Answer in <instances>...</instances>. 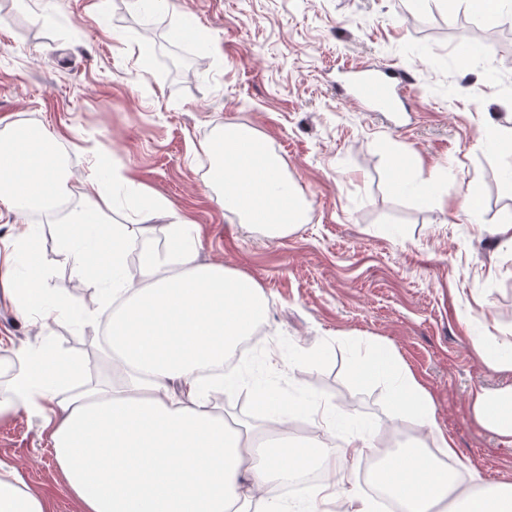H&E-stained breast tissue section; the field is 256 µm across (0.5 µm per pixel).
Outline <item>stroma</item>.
Segmentation results:
<instances>
[{
    "label": "stroma",
    "instance_id": "1",
    "mask_svg": "<svg viewBox=\"0 0 512 512\" xmlns=\"http://www.w3.org/2000/svg\"><path fill=\"white\" fill-rule=\"evenodd\" d=\"M494 27L470 0H0V119L39 124L75 160L70 206L34 220L40 248L26 268L47 270L64 314L40 329L0 301V391L19 348H52L90 362L97 329L71 314L93 308L98 282H78L58 230L87 202L94 158L119 170L133 193L107 221L127 225L134 245L166 247L167 226L199 227L202 263L251 276L269 302L265 346L237 366L279 385L288 401L329 403L372 426L377 446L434 438L395 407L386 382L358 383L372 345H391L430 393L456 448L461 485L512 482V445L473 418L474 391L512 387L489 369L472 340L512 334V252L495 225L512 222V50L472 52L461 23ZM192 24L202 52L172 74ZM409 69L417 91L404 128L340 99L353 65ZM253 128L279 156L305 198L310 221L283 238L247 229L217 201L207 154L225 126ZM166 214L142 223L151 195ZM481 202L461 211L464 196ZM239 425L267 419L248 388L218 395ZM0 460L40 495L47 512H80L40 422L25 411L0 419ZM338 503L314 488L282 484L281 499L308 512H350L366 496L363 459L350 461Z\"/></svg>",
    "mask_w": 512,
    "mask_h": 512
}]
</instances>
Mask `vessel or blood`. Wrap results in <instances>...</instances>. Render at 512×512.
<instances>
[{
  "label": "vessel or blood",
  "mask_w": 512,
  "mask_h": 512,
  "mask_svg": "<svg viewBox=\"0 0 512 512\" xmlns=\"http://www.w3.org/2000/svg\"><path fill=\"white\" fill-rule=\"evenodd\" d=\"M413 82L407 69L383 71L359 67L350 84L352 100L374 112H395L400 102L413 96Z\"/></svg>",
  "instance_id": "b4317fda"
}]
</instances>
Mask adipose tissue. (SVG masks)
<instances>
[{
    "label": "adipose tissue",
    "instance_id": "1",
    "mask_svg": "<svg viewBox=\"0 0 512 512\" xmlns=\"http://www.w3.org/2000/svg\"><path fill=\"white\" fill-rule=\"evenodd\" d=\"M53 146L43 131L0 147V171L8 176L0 182V220H13L8 253L0 258V278L8 283L0 299L39 327L59 312L50 299L48 275L20 274L16 265L38 246L24 211L49 207L61 191L63 173ZM201 149L220 150L219 202L250 229L279 237L309 221L279 160L264 150L254 129L226 126L221 147L207 142ZM87 195L86 208L63 226L62 242L78 277L106 286L103 302L112 308L110 347L120 377L60 399L56 387L76 383L84 362L61 352L26 351L10 396L0 399V418L22 408L50 427L57 465L81 512H288L266 488L312 462L327 484L344 487L349 471L343 461L363 457L369 430L348 432L341 445L318 451L292 444L286 400L269 384L260 403L277 413L273 447H257L250 430L230 426L214 410L219 387L211 371L223 368L229 353L268 317L260 286L224 264L198 262L197 227L183 220L169 226L165 251L141 249L140 281H125L127 227L104 223L113 200L97 179H89ZM356 378L387 380L395 405L437 435L444 455L454 456L452 443L440 433L432 398L393 349L376 347ZM471 413L512 444V388L476 393ZM379 478L400 512H441L450 502L460 504V512H512V483L461 491L447 465L417 446L390 453ZM0 512H46L44 500L1 461Z\"/></svg>",
    "mask_w": 512,
    "mask_h": 512
}]
</instances>
